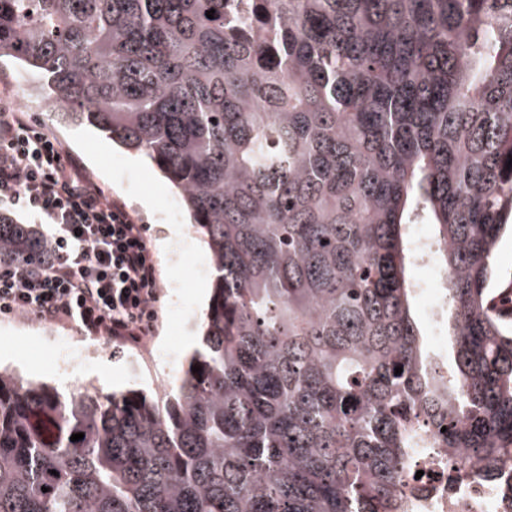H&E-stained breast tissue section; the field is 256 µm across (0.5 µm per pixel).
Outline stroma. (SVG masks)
<instances>
[{"mask_svg": "<svg viewBox=\"0 0 512 512\" xmlns=\"http://www.w3.org/2000/svg\"><path fill=\"white\" fill-rule=\"evenodd\" d=\"M19 94L29 117L53 133L88 174L145 225L160 288L149 337L136 345L96 341L90 363L77 368L58 362L61 348L86 346L66 325L0 314V365L61 391L86 388L109 394L133 389L156 395L168 389L192 352L204 346L207 305L197 300L195 291L211 288L213 270L203 237L180 209L176 190L149 162L94 129L59 123L54 105L21 94L17 66L0 62V98L11 100Z\"/></svg>", "mask_w": 512, "mask_h": 512, "instance_id": "stroma-1", "label": "stroma"}]
</instances>
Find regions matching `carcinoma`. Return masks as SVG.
Masks as SVG:
<instances>
[{"label": "carcinoma", "instance_id": "carcinoma-1", "mask_svg": "<svg viewBox=\"0 0 512 512\" xmlns=\"http://www.w3.org/2000/svg\"><path fill=\"white\" fill-rule=\"evenodd\" d=\"M2 58L163 172L215 280L161 398L0 368V512H400L413 448L512 463V0H0ZM417 224L448 273L438 385ZM41 247L0 217V261ZM428 304V298L425 295L417 294L415 296L414 301V311L416 313V316L418 318V322L420 325V329L422 333L425 335L424 338V344L426 347V350L433 354L435 351V344L433 340V331L432 328L426 318L425 310Z\"/></svg>", "mask_w": 512, "mask_h": 512}]
</instances>
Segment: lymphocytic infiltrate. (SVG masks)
Listing matches in <instances>:
<instances>
[{
	"instance_id": "obj_1",
	"label": "lymphocytic infiltrate",
	"mask_w": 512,
	"mask_h": 512,
	"mask_svg": "<svg viewBox=\"0 0 512 512\" xmlns=\"http://www.w3.org/2000/svg\"><path fill=\"white\" fill-rule=\"evenodd\" d=\"M0 209L43 225L36 256L0 267V314L138 343L158 300L144 225L25 112L0 104Z\"/></svg>"
}]
</instances>
